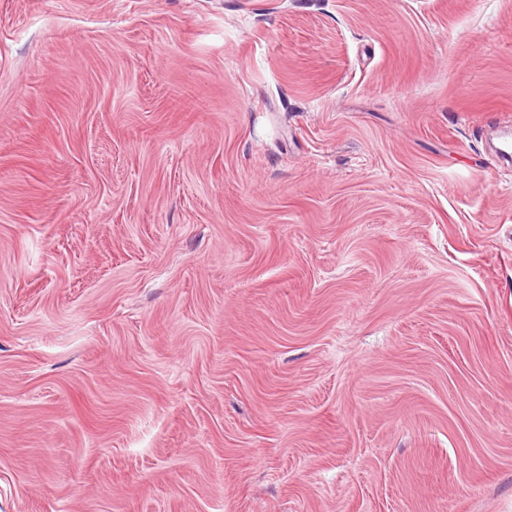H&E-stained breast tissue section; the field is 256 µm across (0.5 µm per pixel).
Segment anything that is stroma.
Here are the masks:
<instances>
[{
  "label": "stroma",
  "instance_id": "obj_1",
  "mask_svg": "<svg viewBox=\"0 0 512 512\" xmlns=\"http://www.w3.org/2000/svg\"><path fill=\"white\" fill-rule=\"evenodd\" d=\"M512 0H0V512H512Z\"/></svg>",
  "mask_w": 512,
  "mask_h": 512
}]
</instances>
